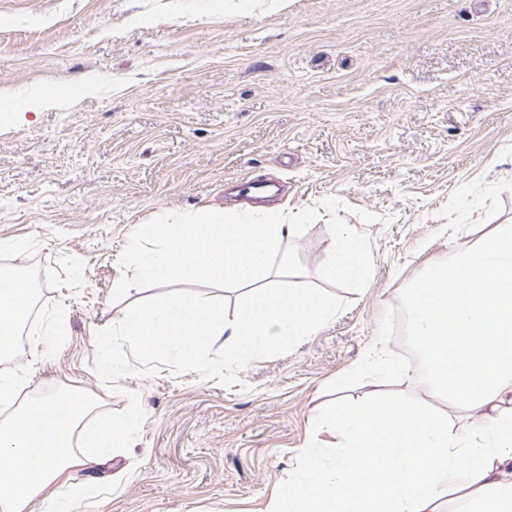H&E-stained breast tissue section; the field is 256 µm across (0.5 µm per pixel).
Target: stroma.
Here are the masks:
<instances>
[{
  "mask_svg": "<svg viewBox=\"0 0 512 512\" xmlns=\"http://www.w3.org/2000/svg\"><path fill=\"white\" fill-rule=\"evenodd\" d=\"M245 172L280 180L276 212L319 208L289 241L313 282L333 245L321 201L353 207L367 287L238 385L165 365L105 384L96 332L155 294L113 298L131 233L233 212L224 182ZM498 224H512V0H0V239L27 244L0 269L36 291L0 373L22 370L59 309L29 395L73 389L121 413L133 391L146 413L128 451L77 475L74 512H269L305 451L335 454L324 414L370 392L345 373L377 346L400 358L405 290Z\"/></svg>",
  "mask_w": 512,
  "mask_h": 512,
  "instance_id": "35a3bbf8",
  "label": "stroma"
}]
</instances>
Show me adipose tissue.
<instances>
[{
  "label": "adipose tissue",
  "mask_w": 512,
  "mask_h": 512,
  "mask_svg": "<svg viewBox=\"0 0 512 512\" xmlns=\"http://www.w3.org/2000/svg\"><path fill=\"white\" fill-rule=\"evenodd\" d=\"M34 295L27 279L0 276L1 357L13 354ZM404 302L416 370L380 349L366 372L378 384L415 373L445 413L402 396L337 405L333 461L309 454L270 512H443L447 502L454 512H512V225L451 247ZM96 408L63 391L0 423V512H28L37 497L49 512H72L60 478L107 464L136 425ZM459 413L467 424L458 431Z\"/></svg>",
  "instance_id": "ef3b65f1"
}]
</instances>
